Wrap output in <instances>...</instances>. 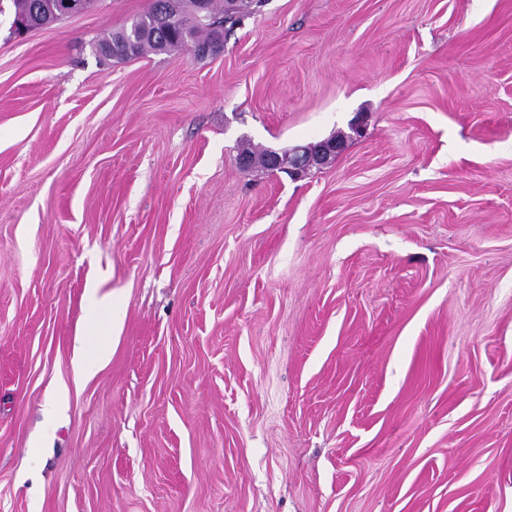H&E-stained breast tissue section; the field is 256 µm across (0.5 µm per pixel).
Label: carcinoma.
I'll return each mask as SVG.
<instances>
[{"label": "carcinoma", "mask_w": 512, "mask_h": 512, "mask_svg": "<svg viewBox=\"0 0 512 512\" xmlns=\"http://www.w3.org/2000/svg\"><path fill=\"white\" fill-rule=\"evenodd\" d=\"M257 5L256 0H245L238 8L225 0H210L209 19L203 20L196 0H150L146 11L129 26L113 32L104 44L111 47L112 56L118 60L175 48L201 50L215 41L218 30L241 23Z\"/></svg>", "instance_id": "1"}]
</instances>
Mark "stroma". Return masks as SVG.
Listing matches in <instances>:
<instances>
[{
	"instance_id": "stroma-1",
	"label": "stroma",
	"mask_w": 512,
	"mask_h": 512,
	"mask_svg": "<svg viewBox=\"0 0 512 512\" xmlns=\"http://www.w3.org/2000/svg\"><path fill=\"white\" fill-rule=\"evenodd\" d=\"M147 6L0 0V512H512V0H262L102 61ZM38 0H12L15 18L29 16ZM40 10L52 12L59 20L82 13L87 9L85 0H42L38 2ZM336 138H341V133L336 134ZM329 137L322 141L307 146H298L288 150H272L268 152L269 167L266 164L265 150L254 151L250 145L241 149V154L251 160L250 165H259L262 168L271 171H286L290 175H301L312 169H323L329 166L336 156L345 148L347 138L336 140ZM90 317L92 322L102 328L103 335L112 333V305L105 299H99L93 292L90 297Z\"/></svg>"
}]
</instances>
